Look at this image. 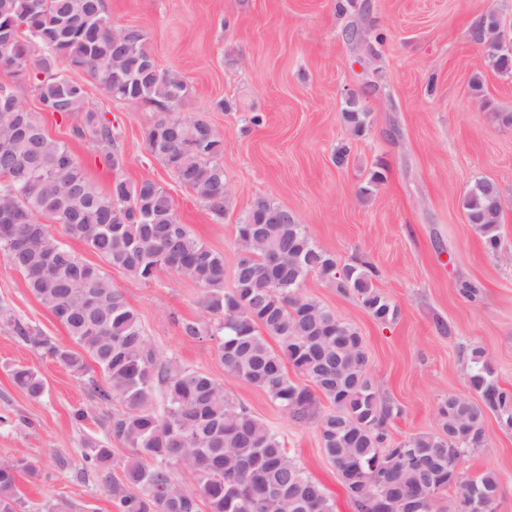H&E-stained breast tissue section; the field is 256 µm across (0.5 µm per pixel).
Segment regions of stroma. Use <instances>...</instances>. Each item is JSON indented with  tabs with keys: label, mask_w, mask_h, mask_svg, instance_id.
<instances>
[{
	"label": "stroma",
	"mask_w": 512,
	"mask_h": 512,
	"mask_svg": "<svg viewBox=\"0 0 512 512\" xmlns=\"http://www.w3.org/2000/svg\"><path fill=\"white\" fill-rule=\"evenodd\" d=\"M104 0L115 27L137 26L164 66L176 67L189 93L178 113L206 119L224 139L230 206L222 223L147 151L143 130L157 114L110 98L87 80L88 106L116 135L122 166L96 160L94 143L74 140L69 122L44 112L33 84L0 70V88L67 144L92 185L108 192L113 178H150L172 195L182 223L233 268L234 226L259 198L285 207L338 265L366 260L379 290L399 309L396 321H375L354 298L309 275L303 292L360 331L368 368L381 398L401 414L389 427L398 442L434 431L437 405L467 394L469 350L482 347L501 387L512 389V72L494 69L472 32L488 11L512 22V0ZM357 23L366 45L344 31ZM370 115L351 136L342 120L349 102ZM351 152L344 165L334 155ZM383 167L385 180L369 187ZM480 180L496 184L502 199L501 247L487 251L468 224L464 201ZM84 261L103 266L84 243L68 239ZM138 313L157 352L207 373L229 397L278 431L289 456L318 481L335 512H356L320 445L314 422L297 423L265 394L225 370L219 337L189 340L180 324L203 319L199 288L171 276L147 282L103 266ZM473 285L476 296L463 294ZM0 305L46 335L68 342L65 328L0 254ZM34 367L45 392L33 399L11 381L13 366ZM101 412L83 381L37 351L17 343L0 323V461L26 456L36 477L20 475L28 512L44 504L63 512H117L82 459L87 437L104 438L93 422L75 420L78 408ZM487 442L468 452L466 477L498 474V512H512V429L495 416ZM68 460L57 465L58 457Z\"/></svg>",
	"instance_id": "stroma-1"
}]
</instances>
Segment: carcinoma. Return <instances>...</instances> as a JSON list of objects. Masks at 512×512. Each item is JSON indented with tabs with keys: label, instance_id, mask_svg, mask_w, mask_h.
Listing matches in <instances>:
<instances>
[{
	"label": "carcinoma",
	"instance_id": "obj_1",
	"mask_svg": "<svg viewBox=\"0 0 512 512\" xmlns=\"http://www.w3.org/2000/svg\"><path fill=\"white\" fill-rule=\"evenodd\" d=\"M61 65L88 74L113 98L152 107L157 119L143 131L146 149L216 222L224 220L229 191L218 162L223 141L206 120L177 115L187 84L180 72L150 56L141 28L114 29L103 0H0V68L19 81H35L43 111L63 120L81 116L71 136L93 138L101 146L100 162L114 167L112 125L86 108L85 84L62 75ZM343 119L355 136L368 128L365 112L348 109ZM64 155L70 158L66 166L59 164ZM278 209L257 199L240 217L238 249L252 257L236 259L227 288L224 255L179 221L164 187L150 178L132 184L117 177L103 194L65 143L48 136L32 113L19 105L0 108V221H10L8 232L0 230V252L63 325L70 344L44 335L7 308L0 307V322L15 341L83 379L96 401L117 403L97 419L106 441L89 437L82 448L86 467L109 501L119 512H335L323 486L287 454L277 431L235 404L208 374L159 355L122 291L65 244L53 247L51 224L40 219L61 225L68 237L132 278L151 281L167 274L198 285L208 320L182 322L183 336L220 334L219 355L230 374L265 393L293 421L317 424L323 452L357 512H407L405 502L422 499L433 483L454 489L458 503L475 493L490 494L487 512H496L498 476L487 471L466 479L462 472L464 455L485 446L488 414L512 426V391L499 385L485 351L470 350L467 385L476 397L443 398L435 431L394 445L387 425L400 410L375 389L362 336L302 288L315 273L339 294L358 299L380 323L396 320L398 307L376 286L372 265L338 268L292 214L283 222L268 221V212ZM465 209L486 248L497 252V186L478 181ZM272 249L285 259L276 272L264 264ZM89 358L104 384L95 380ZM289 367L309 384L294 382ZM10 377L28 396L44 394L35 368L15 367ZM319 395L330 403L328 410L319 409ZM113 441L133 451L118 474L109 448ZM174 465L185 470L193 489L178 481ZM22 472L37 474L24 456L0 463V512H22Z\"/></svg>",
	"mask_w": 512,
	"mask_h": 512
}]
</instances>
